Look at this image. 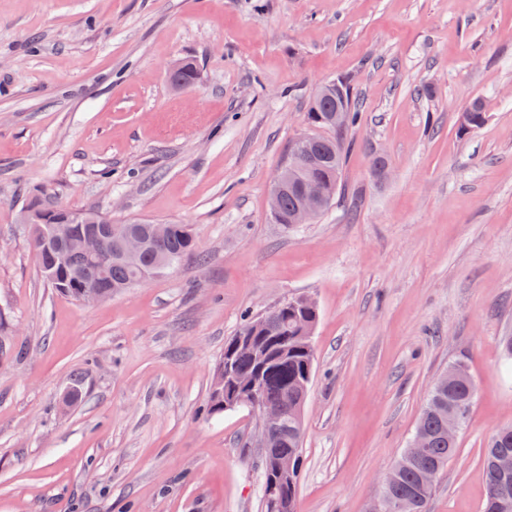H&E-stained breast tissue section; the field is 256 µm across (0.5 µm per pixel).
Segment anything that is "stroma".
I'll return each instance as SVG.
<instances>
[{"mask_svg":"<svg viewBox=\"0 0 512 512\" xmlns=\"http://www.w3.org/2000/svg\"><path fill=\"white\" fill-rule=\"evenodd\" d=\"M186 57L200 78L172 90ZM337 76L359 100L340 197L269 223ZM34 195L190 225L201 255L60 296L20 222ZM302 296L298 512H369L459 360L475 403L428 510L481 512L484 445L512 424V0H0V512H262L255 415L204 407L225 341Z\"/></svg>","mask_w":512,"mask_h":512,"instance_id":"35a3bbf8","label":"stroma"}]
</instances>
